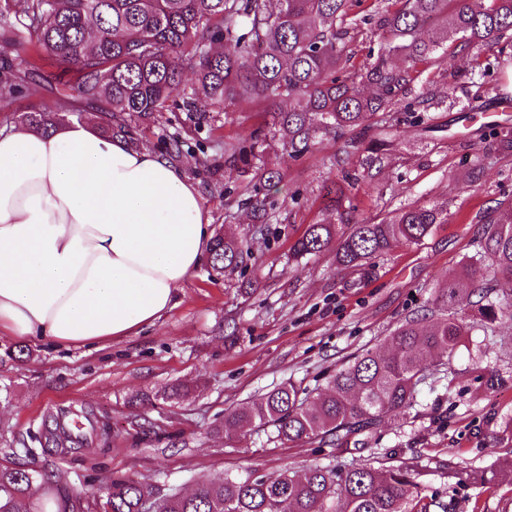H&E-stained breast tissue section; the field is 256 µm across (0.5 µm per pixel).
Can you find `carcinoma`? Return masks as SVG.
I'll return each mask as SVG.
<instances>
[{"instance_id":"1","label":"carcinoma","mask_w":512,"mask_h":512,"mask_svg":"<svg viewBox=\"0 0 512 512\" xmlns=\"http://www.w3.org/2000/svg\"><path fill=\"white\" fill-rule=\"evenodd\" d=\"M393 5L369 7L360 17L352 12L353 0H8L5 9L75 76L61 101L81 102L80 119L97 114L107 136L135 143L138 129L166 111L176 94L197 123L246 101L271 114L273 138L293 157L323 137L345 139L348 154L373 128L365 151L375 165L384 160L380 148L393 149L397 138L392 126L373 118L412 92L418 66L433 67L475 49V66L488 70L490 62H482L481 55L500 59L512 31V0H393ZM363 25L380 31L382 40L370 61L357 68L349 44ZM29 74L28 59L15 55L0 77V99L9 102ZM61 116L32 111L22 119L47 131ZM268 146L258 138L248 146L224 147V163L241 174L257 171L248 204L259 232L277 185L275 173L258 165ZM328 194L336 223L309 225L292 246L293 258L334 246L338 265L361 268L397 246L420 243L441 223L435 205L408 207L386 224L357 222L344 186L337 184ZM476 240L479 258L465 262L458 278L435 292L433 304L442 314L425 326L419 317L406 320L388 336L385 350L342 367L329 391L311 401L288 384L226 413L224 432L271 426L281 440L317 439L346 449L369 436L386 414L408 409L427 379L424 359L448 364L473 330L454 308L476 305L486 323L512 322V296L495 297L484 286L498 277L512 280L511 202L483 222ZM250 249V241L218 233L212 268L234 270ZM31 440L46 454L80 444V437L45 422ZM416 489L401 467L337 473L317 466L302 474L288 468L254 480L227 475L162 499L139 481L116 477L107 486L105 512H427ZM37 491L39 512H84L82 501L55 488L46 472L0 463V512H19Z\"/></svg>"}]
</instances>
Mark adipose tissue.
Instances as JSON below:
<instances>
[{
  "label": "adipose tissue",
  "instance_id": "1",
  "mask_svg": "<svg viewBox=\"0 0 512 512\" xmlns=\"http://www.w3.org/2000/svg\"><path fill=\"white\" fill-rule=\"evenodd\" d=\"M214 236L177 164L96 123L0 128V334L102 348L155 324Z\"/></svg>",
  "mask_w": 512,
  "mask_h": 512
}]
</instances>
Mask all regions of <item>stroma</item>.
Listing matches in <instances>:
<instances>
[{
    "label": "stroma",
    "mask_w": 512,
    "mask_h": 512,
    "mask_svg": "<svg viewBox=\"0 0 512 512\" xmlns=\"http://www.w3.org/2000/svg\"><path fill=\"white\" fill-rule=\"evenodd\" d=\"M37 65L51 87L0 103V128L21 127L29 110L57 109L67 77L50 56ZM415 90L433 91L440 103L396 112L401 143L381 167L367 168L362 152L338 158L340 144L330 138L295 158L269 152L265 163L280 182L250 258L221 275L203 266L155 325L100 349L0 334V461H24L22 441L42 419L66 429L78 419L80 453L50 455L48 468L61 491L91 507L115 477L150 484L163 498L227 475L384 465L410 470L429 512H512V324L484 333L474 306L466 316L475 328L447 371L427 379L411 408L385 416L366 444L341 450L316 440L276 442L268 427L230 437L221 430L226 412L272 388L291 383L316 397L349 360L384 348L476 253L475 217L512 201V146L488 148L478 123L484 109L512 95V56L487 72L475 70L471 56H456L423 71ZM263 127L244 102L205 124L174 106L138 144L161 155L169 137H179L178 162L213 228L241 236L254 222L250 186L224 167V146ZM478 162L483 177L467 184ZM346 176L354 180L357 221L379 224L432 202L446 219L420 244L393 248L363 269L338 266L331 249L290 259L308 225L333 222L324 187ZM21 347L31 355L19 361L12 352ZM173 386L185 397L164 398ZM145 395L150 404H140Z\"/></svg>",
    "instance_id": "35a3bbf8"
}]
</instances>
